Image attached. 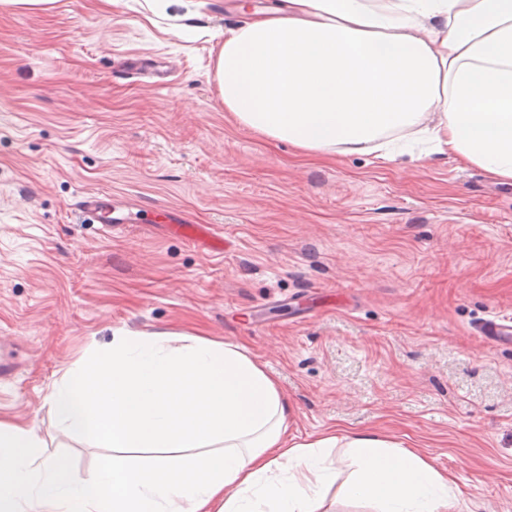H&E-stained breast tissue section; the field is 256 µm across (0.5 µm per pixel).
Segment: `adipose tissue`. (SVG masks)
Masks as SVG:
<instances>
[{
    "label": "adipose tissue",
    "mask_w": 512,
    "mask_h": 512,
    "mask_svg": "<svg viewBox=\"0 0 512 512\" xmlns=\"http://www.w3.org/2000/svg\"><path fill=\"white\" fill-rule=\"evenodd\" d=\"M213 80L238 125L306 155L392 161L387 135H420L512 182V0H272L225 31ZM171 339L122 332L50 394L66 430L114 451L94 483L0 422V512H321L337 447L347 498L455 512L452 476L417 450L340 426L289 442L291 409L244 346Z\"/></svg>",
    "instance_id": "adipose-tissue-1"
}]
</instances>
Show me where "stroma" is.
Returning a JSON list of instances; mask_svg holds the SVG:
<instances>
[{
    "label": "stroma",
    "instance_id": "35a3bbf8",
    "mask_svg": "<svg viewBox=\"0 0 512 512\" xmlns=\"http://www.w3.org/2000/svg\"><path fill=\"white\" fill-rule=\"evenodd\" d=\"M235 0H58L0 13V422L94 480L108 448L67 434L48 398L116 331L243 345L299 440L340 425L419 447L458 512H512V183L419 143L309 158L242 128L212 79ZM105 194L122 224L83 221ZM209 225L223 254L168 224ZM326 512L346 499L345 449ZM481 336L490 344L500 342L512 343V317L498 315L485 320L481 330Z\"/></svg>",
    "mask_w": 512,
    "mask_h": 512
}]
</instances>
